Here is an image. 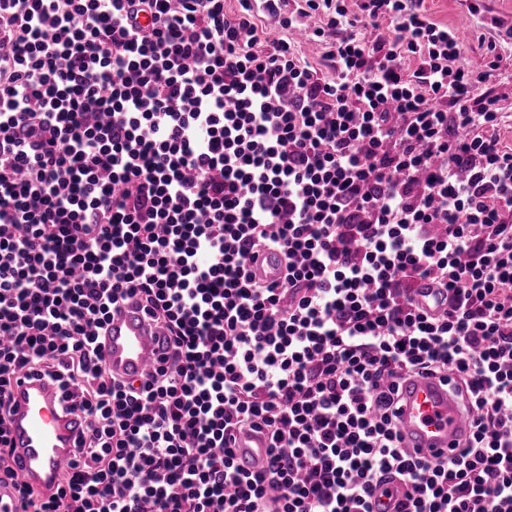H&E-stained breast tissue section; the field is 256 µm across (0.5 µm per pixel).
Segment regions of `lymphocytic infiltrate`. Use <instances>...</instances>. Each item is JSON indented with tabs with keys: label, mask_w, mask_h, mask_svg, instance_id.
I'll return each instance as SVG.
<instances>
[{
	"label": "lymphocytic infiltrate",
	"mask_w": 512,
	"mask_h": 512,
	"mask_svg": "<svg viewBox=\"0 0 512 512\" xmlns=\"http://www.w3.org/2000/svg\"><path fill=\"white\" fill-rule=\"evenodd\" d=\"M422 2L0 0V486L16 512H374L389 482L394 512H512L497 46L471 70ZM310 14L315 64L268 31ZM267 249L275 284L251 271ZM133 299L168 332L141 381L100 342ZM23 374L86 420L49 496L10 461ZM414 374L475 410L458 456L405 448ZM237 430L267 434L265 468L237 466Z\"/></svg>",
	"instance_id": "1"
}]
</instances>
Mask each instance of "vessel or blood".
Returning <instances> with one entry per match:
<instances>
[{
    "label": "vessel or blood",
    "mask_w": 512,
    "mask_h": 512,
    "mask_svg": "<svg viewBox=\"0 0 512 512\" xmlns=\"http://www.w3.org/2000/svg\"><path fill=\"white\" fill-rule=\"evenodd\" d=\"M257 278L272 283L282 277V257L274 250L263 251L252 268ZM161 333L136 309L113 314L106 330L105 351L113 370L140 375L147 373L161 347ZM15 409L9 439L15 448L17 471L29 485L53 493L66 464L73 458V441L85 426L82 417L67 412L55 383L41 377L22 381L14 389ZM474 415L464 409L443 383L415 377L403 386L399 430L407 447L418 456L434 460L453 456L467 435ZM265 435L238 433L237 460L253 471L268 458Z\"/></svg>",
    "instance_id": "b4317fda"
}]
</instances>
